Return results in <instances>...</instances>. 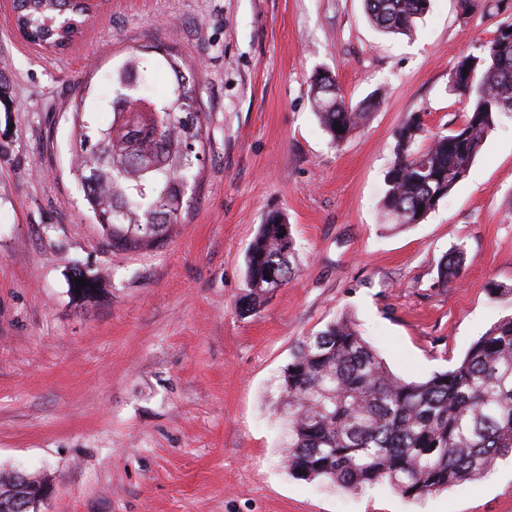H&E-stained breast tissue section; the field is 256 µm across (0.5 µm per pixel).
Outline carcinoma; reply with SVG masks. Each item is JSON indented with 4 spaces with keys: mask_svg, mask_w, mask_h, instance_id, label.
<instances>
[{
    "mask_svg": "<svg viewBox=\"0 0 512 512\" xmlns=\"http://www.w3.org/2000/svg\"><path fill=\"white\" fill-rule=\"evenodd\" d=\"M430 0H364L370 22L387 34L409 35ZM19 33L46 49H62L81 32L87 0H17ZM149 47L128 53L105 75L112 87V123L90 120L85 100L75 104L74 175L88 209L114 252L165 244L183 223L209 145L200 74L167 51L155 66L171 76L158 97L143 72ZM449 91L463 104L462 122L418 148L423 127L415 116L399 129L385 176V217L401 226L420 223L466 178L499 115L512 112V42L492 37L478 54L460 57ZM321 126L341 144L368 117L328 72L310 76ZM342 131H337V128ZM295 240L284 216L270 212L246 254V293L240 312L256 311L288 285ZM463 250L447 255L439 281L458 277ZM280 392L288 424L289 473L327 479L350 492L386 483L420 499L482 476L512 456V317L494 323L452 369L422 381L394 376L363 338L340 317L299 343L282 370Z\"/></svg>",
    "mask_w": 512,
    "mask_h": 512,
    "instance_id": "carcinoma-1",
    "label": "carcinoma"
}]
</instances>
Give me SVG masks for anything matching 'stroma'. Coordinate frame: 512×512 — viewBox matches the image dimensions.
Listing matches in <instances>:
<instances>
[{"mask_svg": "<svg viewBox=\"0 0 512 512\" xmlns=\"http://www.w3.org/2000/svg\"><path fill=\"white\" fill-rule=\"evenodd\" d=\"M0 0V469L47 475L48 512H512V460L422 499L293 477L276 411L296 344L351 317L395 375L452 368L512 316V113L421 223L382 220L398 128L426 147L462 120L458 58L506 19L431 0L412 34H385L362 0H96L51 53ZM179 52L201 74L210 144L184 224L151 251L115 253L71 167L72 112L132 47ZM335 74L366 123L332 144L309 78ZM272 211L297 273L241 316L245 256ZM464 250L441 283L443 256ZM94 289L78 293L75 270Z\"/></svg>", "mask_w": 512, "mask_h": 512, "instance_id": "1", "label": "stroma"}]
</instances>
